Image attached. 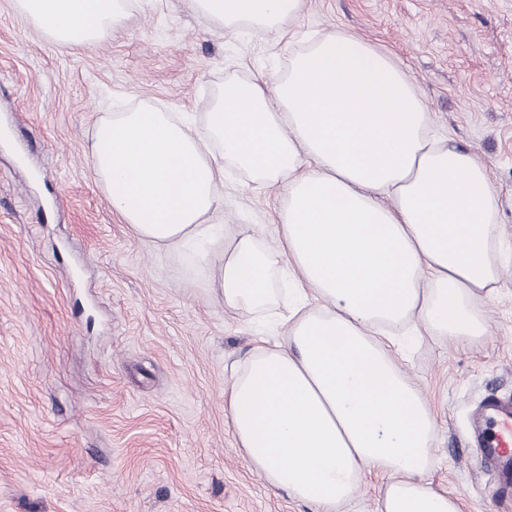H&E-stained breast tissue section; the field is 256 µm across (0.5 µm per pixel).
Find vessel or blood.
<instances>
[{
	"label": "vessel or blood",
	"instance_id": "b4317fda",
	"mask_svg": "<svg viewBox=\"0 0 512 512\" xmlns=\"http://www.w3.org/2000/svg\"><path fill=\"white\" fill-rule=\"evenodd\" d=\"M483 464L492 467L502 488H512V401L485 397L476 412L472 431Z\"/></svg>",
	"mask_w": 512,
	"mask_h": 512
}]
</instances>
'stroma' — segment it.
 <instances>
[{
	"mask_svg": "<svg viewBox=\"0 0 512 512\" xmlns=\"http://www.w3.org/2000/svg\"><path fill=\"white\" fill-rule=\"evenodd\" d=\"M342 31L411 79L431 132L491 172L512 241V0H305L281 34L228 31L185 0H132L111 38L63 50L0 0V512H313L234 445L224 391L268 313L225 309L207 266L115 215L86 157L133 106L203 126L217 90ZM230 231L271 244L281 189L229 170ZM478 298L485 336L411 337L404 369L436 421L431 478L463 512H512L468 441L487 395L512 398V257Z\"/></svg>",
	"mask_w": 512,
	"mask_h": 512,
	"instance_id": "35a3bbf8",
	"label": "stroma"
}]
</instances>
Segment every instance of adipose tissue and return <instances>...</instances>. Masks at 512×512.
Instances as JSON below:
<instances>
[{"label": "adipose tissue", "mask_w": 512, "mask_h": 512, "mask_svg": "<svg viewBox=\"0 0 512 512\" xmlns=\"http://www.w3.org/2000/svg\"><path fill=\"white\" fill-rule=\"evenodd\" d=\"M235 31L279 32L304 0H187ZM65 49L109 39L128 0H18ZM410 78L336 31L267 78L230 81L205 115L137 107L101 119L88 159L142 240L192 251L225 308L272 309L291 279L284 341L255 348L225 393L235 446L271 486L338 512L363 471L387 474L379 512H461L431 479L436 422L383 327L465 343L488 330L474 301L499 287V202L488 168L433 142ZM281 188L273 246L227 233L226 167ZM220 261H213L214 249Z\"/></svg>", "instance_id": "ef3b65f1"}]
</instances>
